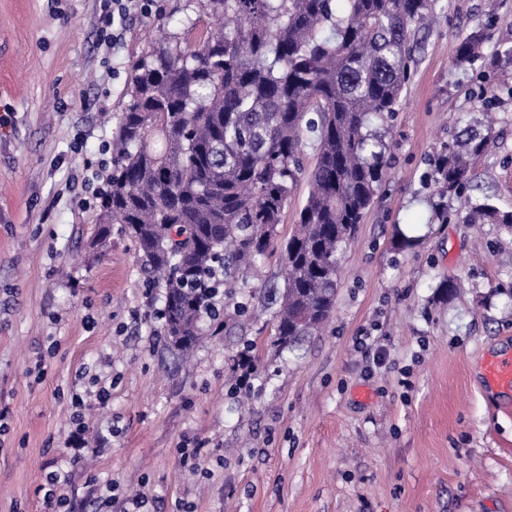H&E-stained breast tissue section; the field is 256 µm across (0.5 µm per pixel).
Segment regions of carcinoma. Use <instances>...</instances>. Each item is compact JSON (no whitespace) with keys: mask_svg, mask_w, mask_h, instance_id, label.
Segmentation results:
<instances>
[{"mask_svg":"<svg viewBox=\"0 0 512 512\" xmlns=\"http://www.w3.org/2000/svg\"><path fill=\"white\" fill-rule=\"evenodd\" d=\"M200 2L221 28L191 49L156 47L132 67L100 233L125 225L152 273L148 287L164 289L166 336L190 349L204 319H220V288L275 243L306 178L300 228L281 244L284 285L269 296L277 341L291 348L334 311L340 257L385 178L387 144L372 122L398 111L411 37L435 0ZM482 40L479 31L463 38L456 62H470ZM455 129L431 159L443 200L467 187L488 141L479 123L458 117ZM469 219L511 227L512 211L484 197Z\"/></svg>","mask_w":512,"mask_h":512,"instance_id":"carcinoma-1","label":"carcinoma"}]
</instances>
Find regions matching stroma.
<instances>
[{"instance_id": "obj_1", "label": "stroma", "mask_w": 512, "mask_h": 512, "mask_svg": "<svg viewBox=\"0 0 512 512\" xmlns=\"http://www.w3.org/2000/svg\"><path fill=\"white\" fill-rule=\"evenodd\" d=\"M104 0H0V512H43L45 472L71 475L73 512H88L92 478L148 512H512V397L488 394L487 353L512 347V227L472 224L469 200L512 210V101L495 105L484 155L462 196L437 219L430 158L483 88L512 85L499 61L512 42V0H438L392 122L380 124L389 165L375 205L341 261L336 307L294 349L275 342L269 290L278 252L224 294L223 327L172 347L161 290L119 224L100 235L80 207L110 175L112 139L132 62L149 39L172 43L199 0L131 10L117 43L100 38ZM485 31L481 58L456 46ZM420 240L401 248V236ZM462 287L447 294L439 284ZM250 350V385L238 362ZM383 351L385 361L372 358ZM98 375L107 406L69 393ZM202 448L198 468L181 451Z\"/></svg>"}]
</instances>
